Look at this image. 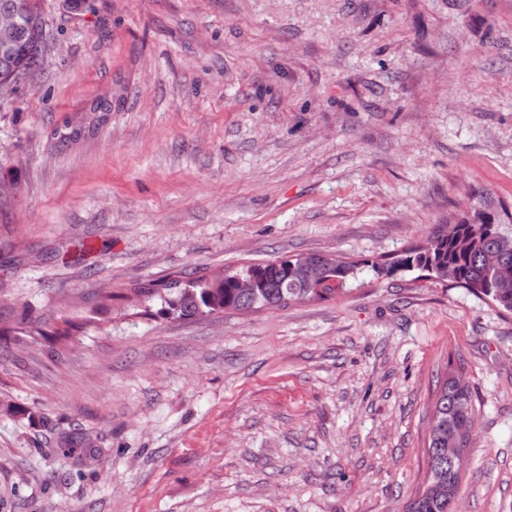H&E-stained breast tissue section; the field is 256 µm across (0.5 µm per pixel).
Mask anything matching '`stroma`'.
<instances>
[{"label": "stroma", "instance_id": "stroma-1", "mask_svg": "<svg viewBox=\"0 0 512 512\" xmlns=\"http://www.w3.org/2000/svg\"><path fill=\"white\" fill-rule=\"evenodd\" d=\"M41 16L0 100V512H404L451 366L476 411L460 512H512V315L370 269L512 210V0ZM309 253L362 270L249 313L122 298Z\"/></svg>", "mask_w": 512, "mask_h": 512}]
</instances>
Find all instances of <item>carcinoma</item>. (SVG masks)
Returning <instances> with one entry per match:
<instances>
[{
  "label": "carcinoma",
  "instance_id": "1",
  "mask_svg": "<svg viewBox=\"0 0 512 512\" xmlns=\"http://www.w3.org/2000/svg\"><path fill=\"white\" fill-rule=\"evenodd\" d=\"M11 15L16 26L8 36L0 34V82L22 81L39 65L45 51L46 40L39 12L38 0H0V16ZM460 229L452 237L434 236L431 253L415 247L401 251L381 265H371L379 277H392L431 265L448 274L447 282L461 287L478 297L489 299L498 309L512 314V288L496 287L501 280L512 281V212H490L478 208L461 217ZM497 263L490 268L488 257ZM311 261V283H302L293 275L297 259H274L244 264L226 269L223 281L213 286L208 276L173 279L158 285L154 281L141 283L133 289L137 299L159 297L164 303L161 314L175 319H190L204 314H217L227 310L245 308H280L290 303L327 300L344 291L347 282L357 277L359 267L346 264L342 271L328 267L325 256L308 255ZM240 274L254 277L256 288L252 296L239 293L235 278ZM471 397L468 386H461L446 377L434 401L430 426L429 446L426 448V483L448 479L461 481L451 472L448 462V434L455 425L474 423L475 409H466L460 402ZM406 512H450L448 501L432 497L428 491L416 496Z\"/></svg>",
  "mask_w": 512,
  "mask_h": 512
}]
</instances>
